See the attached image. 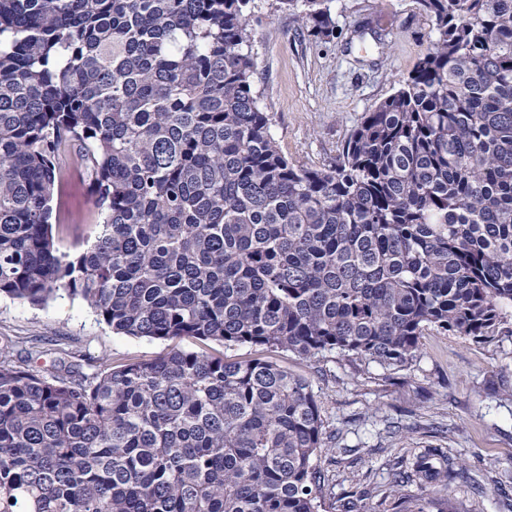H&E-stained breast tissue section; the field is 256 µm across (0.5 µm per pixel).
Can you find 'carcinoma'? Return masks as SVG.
Instances as JSON below:
<instances>
[{
  "label": "carcinoma",
  "mask_w": 512,
  "mask_h": 512,
  "mask_svg": "<svg viewBox=\"0 0 512 512\" xmlns=\"http://www.w3.org/2000/svg\"><path fill=\"white\" fill-rule=\"evenodd\" d=\"M253 0H0V295L62 289L116 334L403 367L428 329L512 309V0H417L426 53L336 163L285 157L257 90ZM336 38L333 0H278ZM100 219L58 253L63 155ZM0 348V512H319L309 383L172 348L47 373ZM403 512H458L437 449Z\"/></svg>",
  "instance_id": "obj_1"
}]
</instances>
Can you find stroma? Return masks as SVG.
I'll use <instances>...</instances> for the list:
<instances>
[{
  "mask_svg": "<svg viewBox=\"0 0 512 512\" xmlns=\"http://www.w3.org/2000/svg\"><path fill=\"white\" fill-rule=\"evenodd\" d=\"M338 36L303 34L278 0H254L253 52L261 103L275 118L278 147L311 168L330 165L357 125L407 77L428 44L431 23L416 0H334ZM60 252L77 256L97 229L89 181L68 172L51 203ZM23 336L45 338L82 371L108 362L152 360L178 346L114 334L81 299L57 291L45 304L0 297V345ZM306 378L322 406L326 446L318 457L325 478L320 512H342L354 490L363 512H391L392 468L426 448L450 466L466 465L470 482L450 489L459 512H512V323L482 344L430 330L420 354L403 368L347 359L334 352L303 360L273 356ZM399 423L389 435V422Z\"/></svg>",
  "mask_w": 512,
  "mask_h": 512,
  "instance_id": "obj_1",
  "label": "stroma"
}]
</instances>
